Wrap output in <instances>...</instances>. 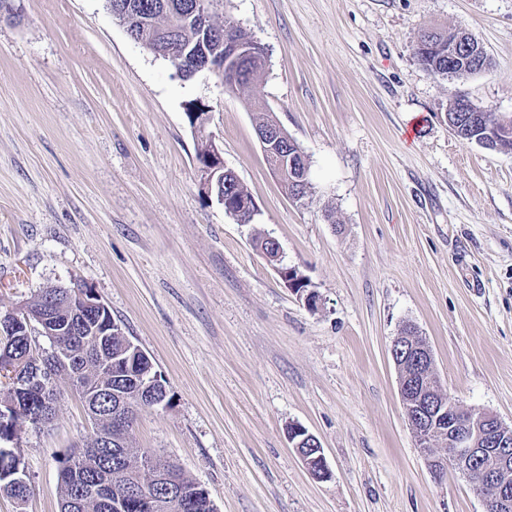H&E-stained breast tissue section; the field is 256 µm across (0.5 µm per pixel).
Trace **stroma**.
I'll list each match as a JSON object with an SVG mask.
<instances>
[{
	"instance_id": "obj_1",
	"label": "stroma",
	"mask_w": 512,
	"mask_h": 512,
	"mask_svg": "<svg viewBox=\"0 0 512 512\" xmlns=\"http://www.w3.org/2000/svg\"><path fill=\"white\" fill-rule=\"evenodd\" d=\"M0 17V312L84 282L168 382L136 447L196 479L216 512H483L459 472L436 480L405 417L391 345L413 325L451 400L512 426V155L460 141L455 97L512 117V0H224L266 51L251 95L178 78L105 0H14ZM471 35L490 69L439 79L428 28ZM213 133L256 202L240 224L201 191ZM303 149L293 202L255 133L257 107ZM319 297L309 310L254 246ZM55 417L18 430L32 487L0 512H60L61 461L91 432L60 380ZM315 435L319 481L288 439Z\"/></svg>"
}]
</instances>
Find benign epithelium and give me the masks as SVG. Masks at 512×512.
<instances>
[{
	"mask_svg": "<svg viewBox=\"0 0 512 512\" xmlns=\"http://www.w3.org/2000/svg\"><path fill=\"white\" fill-rule=\"evenodd\" d=\"M219 11L215 0H195L190 13L193 24L201 30H217L224 36L228 48V60L206 57L201 63H194L196 74L214 73L225 75L230 83H235L236 70L229 65L231 60H241L253 54L252 46L238 38V26L234 23L216 27L213 13ZM485 52L466 34L452 30L448 32V60H459L480 64ZM257 137L265 157L273 159L269 167L279 183L292 186L309 185L308 167L296 166V159H305L302 148L288 140L279 127L261 128ZM512 140V124H504L495 131L474 139V143L490 150L498 151L499 142ZM209 151L197 160L201 173L202 190L207 196H215L223 205L224 211L235 216L243 211L256 215L257 208L253 200H241L222 191L224 177L233 176L235 172L224 166L222 149L213 136H207ZM283 282L308 307L319 302L313 290H296L297 283L305 282L303 276L294 268L279 269ZM70 295L77 298L85 309H94L104 314L107 306L93 293L86 284L75 281L71 284ZM32 323L27 307L8 311L0 316V348L8 336H20L29 333ZM391 356L398 368L397 383L403 411L417 438V447L436 479L447 476L448 467H453L466 477H472L476 464L484 462L482 481L475 485L477 494L484 504V512H512V486L503 482L499 474L512 468V427L506 425L496 415L466 409L447 398L437 377L433 372L432 352L422 337L401 331L391 347ZM58 376L50 379L43 373L41 362H30L28 369L22 373L12 374V392H22L34 385L43 387L46 412L39 423L46 424L53 419L55 404L58 400ZM290 441L311 475L317 480L330 478L323 448L317 438L300 424L294 425L289 432ZM442 447L444 453L436 448ZM8 473L17 478L21 484L27 483L26 470L21 468L20 457L15 447L0 445V476ZM112 474L106 473L100 483L89 489V495L95 499L122 501L120 493L112 494Z\"/></svg>",
	"mask_w": 512,
	"mask_h": 512,
	"instance_id": "obj_1",
	"label": "benign epithelium"
}]
</instances>
